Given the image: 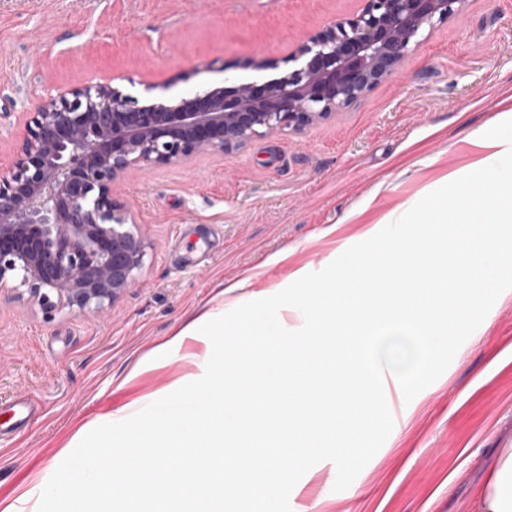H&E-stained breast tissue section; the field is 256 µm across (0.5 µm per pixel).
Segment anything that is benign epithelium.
<instances>
[{
  "instance_id": "7a95c632",
  "label": "benign epithelium",
  "mask_w": 512,
  "mask_h": 512,
  "mask_svg": "<svg viewBox=\"0 0 512 512\" xmlns=\"http://www.w3.org/2000/svg\"><path fill=\"white\" fill-rule=\"evenodd\" d=\"M351 18L307 36L297 68L140 105L103 84L60 92L29 113L11 166L0 168V286L51 317L104 315L136 281L148 245L112 192L135 167L224 154L277 132H300L392 77L425 34L463 0H363Z\"/></svg>"
}]
</instances>
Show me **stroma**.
I'll return each instance as SVG.
<instances>
[{"label":"stroma","instance_id":"stroma-1","mask_svg":"<svg viewBox=\"0 0 512 512\" xmlns=\"http://www.w3.org/2000/svg\"><path fill=\"white\" fill-rule=\"evenodd\" d=\"M361 0H0V165L44 97L109 83L139 104L294 69L303 36ZM262 56L274 68L254 69ZM512 111V0H466L356 105L303 133L132 172L118 198L148 242L136 284L100 318L46 317L0 289V508L47 483L95 427L199 379L219 317L322 270L421 198L506 151L485 133ZM247 280L224 294L225 284ZM415 405L389 391L393 429L345 490L316 464L292 512H468L512 446V292L498 297Z\"/></svg>","mask_w":512,"mask_h":512}]
</instances>
